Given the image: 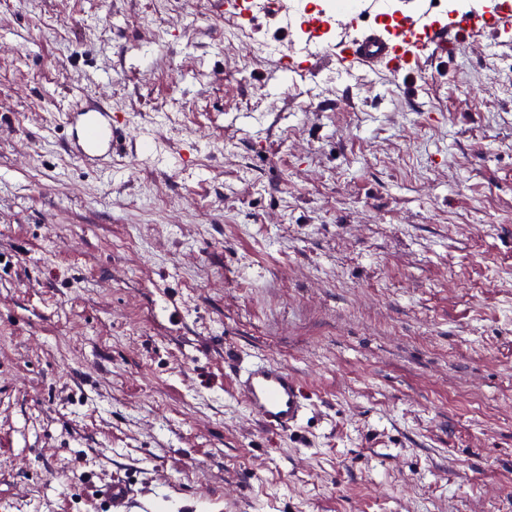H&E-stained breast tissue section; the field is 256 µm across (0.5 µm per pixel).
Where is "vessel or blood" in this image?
Returning <instances> with one entry per match:
<instances>
[{
  "label": "vessel or blood",
  "instance_id": "vessel-or-blood-1",
  "mask_svg": "<svg viewBox=\"0 0 512 512\" xmlns=\"http://www.w3.org/2000/svg\"><path fill=\"white\" fill-rule=\"evenodd\" d=\"M218 16L243 29L253 27L258 15L287 16L284 0H211ZM512 23V0H497L494 13L472 12L444 19L434 10V0H417L415 8L392 10L388 0H346L333 20L310 17L300 23L303 39H319L333 30V49L302 53L290 48L288 69L314 71L328 56L340 68L378 67L397 77L418 70L421 61L435 60L453 49L452 35L472 34ZM70 129L65 147L79 161L106 166L112 156L124 152L130 141L129 125L114 117L110 106L81 99L78 111L67 113ZM237 396L246 410L264 426L287 431L297 427L306 410V396L297 378L281 363L261 357L239 365L234 374ZM108 512H131L133 495L126 481L116 479L102 491Z\"/></svg>",
  "mask_w": 512,
  "mask_h": 512
}]
</instances>
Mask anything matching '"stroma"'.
I'll return each instance as SVG.
<instances>
[{"label":"stroma","instance_id":"obj_1","mask_svg":"<svg viewBox=\"0 0 512 512\" xmlns=\"http://www.w3.org/2000/svg\"><path fill=\"white\" fill-rule=\"evenodd\" d=\"M290 40L0 0V512H512V29L395 79L279 73ZM81 94L154 155L83 167ZM255 355L301 433L236 396ZM234 385L249 414L266 427L288 432L305 416L307 398L301 384L283 364L268 357L241 363ZM101 496L107 504L108 512H131L133 495L126 481L112 480V483L102 489Z\"/></svg>","mask_w":512,"mask_h":512}]
</instances>
